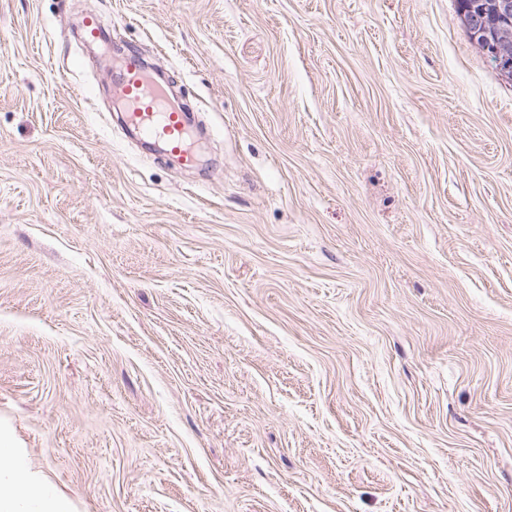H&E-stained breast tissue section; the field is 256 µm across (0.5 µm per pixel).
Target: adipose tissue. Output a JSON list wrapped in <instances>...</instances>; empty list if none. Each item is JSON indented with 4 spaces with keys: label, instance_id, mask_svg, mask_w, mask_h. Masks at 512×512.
Listing matches in <instances>:
<instances>
[{
    "label": "adipose tissue",
    "instance_id": "obj_1",
    "mask_svg": "<svg viewBox=\"0 0 512 512\" xmlns=\"http://www.w3.org/2000/svg\"><path fill=\"white\" fill-rule=\"evenodd\" d=\"M0 512H70L45 480L32 477L24 457L0 436Z\"/></svg>",
    "mask_w": 512,
    "mask_h": 512
}]
</instances>
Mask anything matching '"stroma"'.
Returning a JSON list of instances; mask_svg holds the SVG:
<instances>
[{
	"label": "stroma",
	"mask_w": 512,
	"mask_h": 512,
	"mask_svg": "<svg viewBox=\"0 0 512 512\" xmlns=\"http://www.w3.org/2000/svg\"><path fill=\"white\" fill-rule=\"evenodd\" d=\"M0 429L71 512H512V80L455 0H0ZM112 98L123 105L121 116L127 129L162 144L184 168L196 166V131L188 111L169 98L138 53L129 52L112 76Z\"/></svg>",
	"instance_id": "35a3bbf8"
}]
</instances>
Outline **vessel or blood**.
<instances>
[{"mask_svg": "<svg viewBox=\"0 0 512 512\" xmlns=\"http://www.w3.org/2000/svg\"><path fill=\"white\" fill-rule=\"evenodd\" d=\"M112 98L123 105L127 129L163 145L184 168L196 166V131L189 114L170 99L138 53H128L114 75Z\"/></svg>", "mask_w": 512, "mask_h": 512, "instance_id": "1", "label": "vessel or blood"}]
</instances>
